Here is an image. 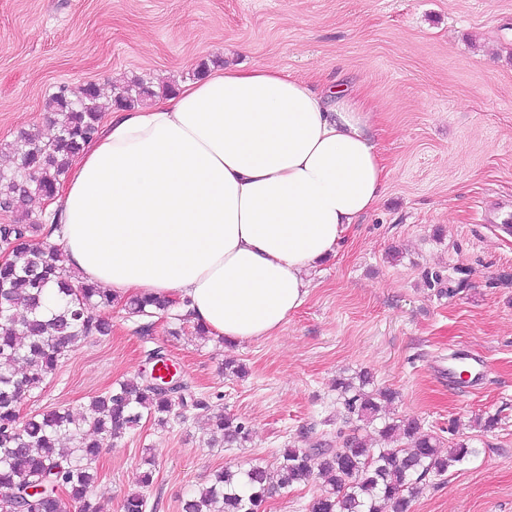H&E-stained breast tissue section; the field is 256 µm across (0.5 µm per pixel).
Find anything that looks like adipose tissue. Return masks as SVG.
I'll return each mask as SVG.
<instances>
[{"label":"adipose tissue","instance_id":"obj_1","mask_svg":"<svg viewBox=\"0 0 512 512\" xmlns=\"http://www.w3.org/2000/svg\"><path fill=\"white\" fill-rule=\"evenodd\" d=\"M371 112L287 70L225 68L114 111L48 208L49 240L116 297L177 298L232 343L275 334L387 179Z\"/></svg>","mask_w":512,"mask_h":512}]
</instances>
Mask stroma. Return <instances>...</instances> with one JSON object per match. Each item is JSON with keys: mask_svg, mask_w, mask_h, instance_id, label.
Listing matches in <instances>:
<instances>
[{"mask_svg": "<svg viewBox=\"0 0 512 512\" xmlns=\"http://www.w3.org/2000/svg\"><path fill=\"white\" fill-rule=\"evenodd\" d=\"M283 68L362 93L388 170L385 193L310 273L304 303L275 335L234 346L185 327L108 311L112 334L74 348L21 406L76 411L137 378L162 350L190 392L248 422L240 448L207 445L204 416L143 422L99 459L94 499L120 512H181L215 470L275 468L286 445L335 443L346 411L336 379L371 371L413 418L477 454L431 478L410 512H512V0H0V168L21 130L53 133L60 87H154L196 80L201 63ZM439 273L441 286L426 274ZM486 359L484 387L458 392L433 368L450 353ZM247 370L225 373V359ZM497 417L491 431L477 419ZM154 456L149 487L136 468Z\"/></svg>", "mask_w": 512, "mask_h": 512, "instance_id": "35a3bbf8", "label": "stroma"}]
</instances>
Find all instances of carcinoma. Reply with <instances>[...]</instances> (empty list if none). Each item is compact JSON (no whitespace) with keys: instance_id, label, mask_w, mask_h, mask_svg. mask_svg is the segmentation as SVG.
Returning <instances> with one entry per match:
<instances>
[{"instance_id":"carcinoma-1","label":"carcinoma","mask_w":512,"mask_h":512,"mask_svg":"<svg viewBox=\"0 0 512 512\" xmlns=\"http://www.w3.org/2000/svg\"><path fill=\"white\" fill-rule=\"evenodd\" d=\"M159 93L141 77L125 81L114 93L117 108L147 104ZM45 111L53 116L55 135L45 140L36 131H22L9 146L16 158L11 173L0 172V209L12 214L0 225V246L10 250L0 265V501L14 512H98L91 494L98 481L102 449L136 429L143 419L164 428L188 412L210 413V444L243 445L250 432L245 422L212 411L204 397L155 385L144 373L119 382L94 398L80 417L62 407L28 418L20 405L56 374L74 345L112 334L104 310L115 298L102 288L74 282L61 249L35 237L44 225L31 220L27 209L34 197L52 194L72 162L97 136L103 119L99 88L79 85L49 96ZM174 302L149 294L125 302L132 318L170 314ZM336 390L347 409L346 422L371 424L396 393L374 385L361 371L340 378ZM385 446L371 447L352 434L331 448L283 449L277 458V481L261 464L218 471L214 481L182 501V512H261L277 491L323 480L324 492L308 512H409L431 476H442L464 463L476 450L463 440L439 449V440L420 431L410 418L381 422ZM31 486H42L36 494ZM121 512H145L140 492L127 494Z\"/></svg>"}]
</instances>
